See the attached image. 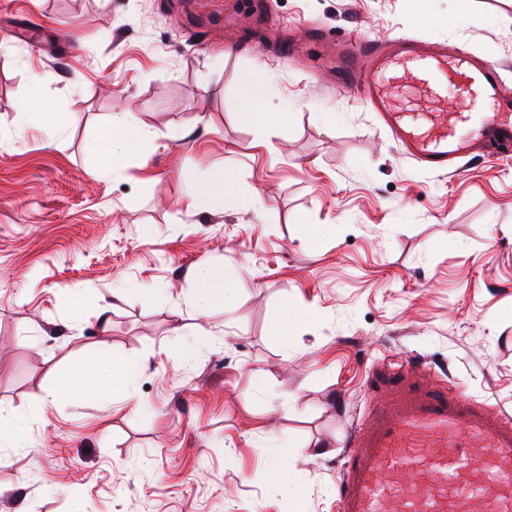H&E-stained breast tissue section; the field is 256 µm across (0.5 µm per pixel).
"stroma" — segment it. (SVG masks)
<instances>
[{"mask_svg": "<svg viewBox=\"0 0 512 512\" xmlns=\"http://www.w3.org/2000/svg\"><path fill=\"white\" fill-rule=\"evenodd\" d=\"M316 25L454 42L512 91V0H0V512H336L389 361L512 414V151L406 157L321 46L278 55ZM257 65L288 109L262 130L237 118ZM126 113L149 136L107 176ZM222 175L238 205L189 206ZM209 267L231 307L195 305ZM95 354L135 401L56 395Z\"/></svg>", "mask_w": 512, "mask_h": 512, "instance_id": "35a3bbf8", "label": "stroma"}]
</instances>
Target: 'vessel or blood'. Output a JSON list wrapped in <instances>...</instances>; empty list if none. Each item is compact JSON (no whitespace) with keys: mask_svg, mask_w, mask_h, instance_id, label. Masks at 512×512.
<instances>
[{"mask_svg":"<svg viewBox=\"0 0 512 512\" xmlns=\"http://www.w3.org/2000/svg\"><path fill=\"white\" fill-rule=\"evenodd\" d=\"M308 38L328 49L339 85L425 168L447 171L478 142L512 148V92L502 88L499 64L475 62L456 46L426 50L405 36L315 28ZM398 68L433 99L454 90L463 109L423 127L395 111L387 86ZM422 371L416 362L378 370L375 402L348 435L339 512H512V422L475 407L464 389L429 384Z\"/></svg>","mask_w":512,"mask_h":512,"instance_id":"b4317fda","label":"vessel or blood"}]
</instances>
